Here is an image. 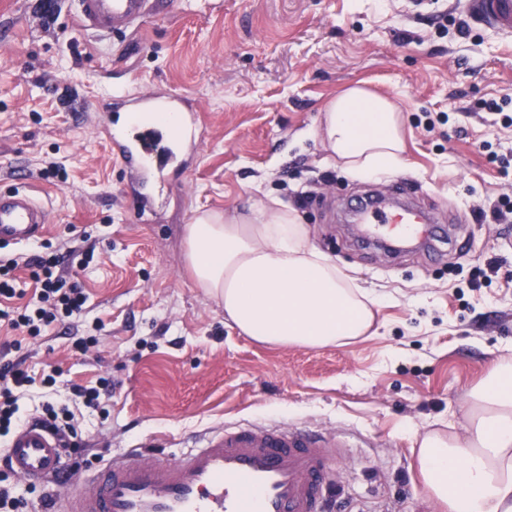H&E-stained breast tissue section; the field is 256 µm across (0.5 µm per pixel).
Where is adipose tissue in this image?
<instances>
[{"mask_svg":"<svg viewBox=\"0 0 512 512\" xmlns=\"http://www.w3.org/2000/svg\"><path fill=\"white\" fill-rule=\"evenodd\" d=\"M322 143L358 180L405 169L401 108L352 87L323 114ZM196 284L257 342L317 348L365 335L378 301L309 238L279 201L233 215H195L184 233ZM463 432L420 441L421 486L448 512H512V364L494 363L465 394Z\"/></svg>","mask_w":512,"mask_h":512,"instance_id":"ef3b65f1","label":"adipose tissue"}]
</instances>
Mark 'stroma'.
<instances>
[{
	"instance_id": "1",
	"label": "stroma",
	"mask_w": 512,
	"mask_h": 512,
	"mask_svg": "<svg viewBox=\"0 0 512 512\" xmlns=\"http://www.w3.org/2000/svg\"><path fill=\"white\" fill-rule=\"evenodd\" d=\"M463 0H158L112 38L76 27L72 0H0V185L14 169L50 212L43 238L0 257L70 255L84 313L32 339L0 326L35 383L22 415L68 404L75 384L112 382L73 407L92 465L131 448L179 456L229 423L270 419L346 434L335 512H445L420 484L418 441L463 426L466 391L512 363V36L472 27ZM397 98L407 168L353 180L315 131L336 94ZM178 93L206 135L150 201L129 186L105 134L115 95ZM488 101L499 111L485 110ZM406 183L456 249L434 261L362 246L344 218L366 192ZM275 199L380 305L346 344H260L191 278L185 224ZM94 337L87 352L78 337ZM54 374L52 386L42 385Z\"/></svg>"
}]
</instances>
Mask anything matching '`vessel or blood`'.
I'll list each match as a JSON object with an SVG mask.
<instances>
[{"label":"vessel or blood","mask_w":512,"mask_h":512,"mask_svg":"<svg viewBox=\"0 0 512 512\" xmlns=\"http://www.w3.org/2000/svg\"><path fill=\"white\" fill-rule=\"evenodd\" d=\"M151 9V0H77L75 17L80 27L120 36ZM467 12L475 23L512 35V0H467ZM129 114L173 117L181 149L196 151L202 144L181 95L140 96ZM108 140L123 171L141 186L158 179L162 157L139 126L109 133ZM14 177V184L0 188L1 245L39 239L48 223L47 208L25 184V172ZM356 221L368 238L424 240L435 260L455 243L437 235L414 207L390 208L366 199L356 209ZM343 448L335 436L300 427L266 421L227 425L202 435L175 459L140 448L112 457L76 486L62 507L50 503L43 512H328L335 495L330 462ZM5 457L16 475L35 483H54L67 465L64 440L39 423L18 429Z\"/></svg>","instance_id":"obj_1"}]
</instances>
